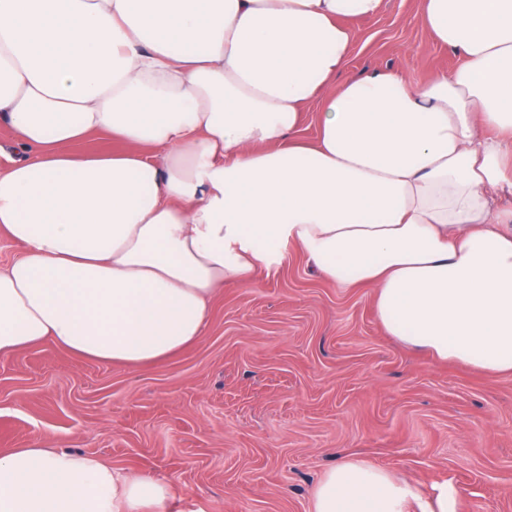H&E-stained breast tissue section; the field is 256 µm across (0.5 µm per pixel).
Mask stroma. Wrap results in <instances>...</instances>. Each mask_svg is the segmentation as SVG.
<instances>
[{"label":"stroma","instance_id":"stroma-1","mask_svg":"<svg viewBox=\"0 0 512 512\" xmlns=\"http://www.w3.org/2000/svg\"><path fill=\"white\" fill-rule=\"evenodd\" d=\"M386 0L358 25L343 79L459 56ZM225 283L204 336L166 362L108 366L52 345L0 361V452L40 439L173 487L167 512H313L325 472L361 460L455 512H512V374L435 361L389 336L369 288H339L287 246Z\"/></svg>","mask_w":512,"mask_h":512}]
</instances>
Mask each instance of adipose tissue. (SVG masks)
I'll return each mask as SVG.
<instances>
[{"label": "adipose tissue", "instance_id": "adipose-tissue-1", "mask_svg": "<svg viewBox=\"0 0 512 512\" xmlns=\"http://www.w3.org/2000/svg\"><path fill=\"white\" fill-rule=\"evenodd\" d=\"M384 0H0V358L50 342L168 360L225 282L297 245L375 290L391 336L512 373V0H419L463 60L340 81ZM319 102L311 146L285 144ZM92 132L122 151L72 153ZM170 486L33 444L0 452V512H166ZM417 488L346 460L314 512H407ZM0 147H2V155H0V169L8 164V158L19 159L24 156V152L16 146L15 133L2 121H0Z\"/></svg>", "mask_w": 512, "mask_h": 512}]
</instances>
